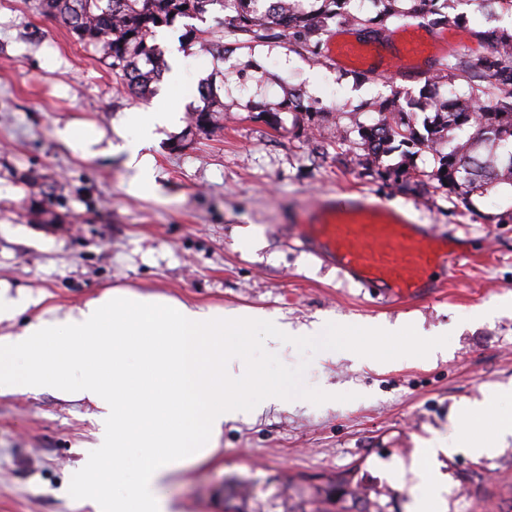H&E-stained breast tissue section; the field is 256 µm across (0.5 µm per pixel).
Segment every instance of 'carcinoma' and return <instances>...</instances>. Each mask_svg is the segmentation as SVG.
Masks as SVG:
<instances>
[{
	"mask_svg": "<svg viewBox=\"0 0 512 512\" xmlns=\"http://www.w3.org/2000/svg\"><path fill=\"white\" fill-rule=\"evenodd\" d=\"M364 0H38V9L63 25L79 43L101 54L112 74L129 91L142 98L153 93L152 84L168 70L155 43L157 29L178 17L199 18L213 5L227 6L224 37L229 43L201 37L191 28L186 37L200 48L219 54L251 48L281 37L311 61L321 57L322 36L336 23L371 29L374 34L389 29L402 18H461L456 13L461 0H380L375 16L362 11ZM464 92H455L456 87ZM378 119L358 129L357 145L365 163L376 167L384 179L415 190L414 158L429 153L432 179L465 207L476 211L472 197L483 196L502 186L512 189V25L495 30L489 56L478 62L462 54L450 55L436 64L433 74L414 93L393 90L385 98L363 105ZM223 104L193 113L195 128L203 131L216 122ZM322 112L304 104L301 96L288 93L270 113L272 124L282 123L283 112ZM427 112L417 127L416 112ZM468 130L462 140L453 132ZM399 152L401 161L382 164V157ZM312 512H370L366 507L337 505L326 497L314 501Z\"/></svg>",
	"mask_w": 512,
	"mask_h": 512,
	"instance_id": "obj_1",
	"label": "carcinoma"
}]
</instances>
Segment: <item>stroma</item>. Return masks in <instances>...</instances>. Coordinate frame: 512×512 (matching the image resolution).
<instances>
[{"instance_id": "obj_1", "label": "stroma", "mask_w": 512, "mask_h": 512, "mask_svg": "<svg viewBox=\"0 0 512 512\" xmlns=\"http://www.w3.org/2000/svg\"><path fill=\"white\" fill-rule=\"evenodd\" d=\"M460 53L489 55L475 30L512 23L465 0ZM220 6L204 19H177L156 42L177 61L174 90L184 100L179 125L152 147L160 190L130 181L123 156L82 158L55 135L74 122L111 131L135 108L100 54L39 14L36 0H0V279L47 292V305L71 306L106 287L128 286L185 301L252 312L287 323L293 335L273 351L263 327L252 330L250 357L264 360L284 398L249 421L229 422L208 459L177 471L164 491L178 512H224V486L250 480L246 512H300L316 488L346 477L376 512H411L414 487L435 467L448 476L442 512H512V439L474 420L490 456H419L425 441L455 436L450 416L512 384V198L492 192L470 213L446 190L415 193L361 166L358 150L338 145L336 129L369 122L364 99L414 89L417 64L436 48L420 28L399 20L411 50L400 73L368 74L369 53L316 65L280 40L216 57L185 43L186 26L224 37ZM214 79L224 105L207 132L190 125L204 105L201 80ZM317 101L315 119L265 116L288 88ZM364 192L452 235L469 262L449 270L439 298L388 302L347 282L335 264L302 248L293 227L326 193ZM52 201L42 212L43 197ZM332 324L336 356L320 357L313 325ZM367 323L401 325L378 346L374 367L348 347ZM427 336L448 341L437 357L399 344ZM92 407L50 393L0 397V512H93L75 496L74 476L97 426Z\"/></svg>"}]
</instances>
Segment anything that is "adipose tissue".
I'll list each match as a JSON object with an SVG mask.
<instances>
[{
	"label": "adipose tissue",
	"instance_id": "ef3b65f1",
	"mask_svg": "<svg viewBox=\"0 0 512 512\" xmlns=\"http://www.w3.org/2000/svg\"><path fill=\"white\" fill-rule=\"evenodd\" d=\"M175 118L161 101L126 113L112 138L73 123L55 134L86 158L125 155L133 184L153 195L159 186L149 146ZM130 126L138 130L132 140L123 136ZM34 303L26 289L0 280V322L19 325L0 336V396L49 392L94 406L96 442L78 476L94 512H175L161 492L171 474L205 460L226 421L257 415L258 396L279 397L263 364L246 354L254 314L228 316L219 306L121 286L31 318ZM131 448L140 451L136 480L113 495Z\"/></svg>",
	"mask_w": 512,
	"mask_h": 512
}]
</instances>
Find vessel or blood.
<instances>
[{"mask_svg":"<svg viewBox=\"0 0 512 512\" xmlns=\"http://www.w3.org/2000/svg\"><path fill=\"white\" fill-rule=\"evenodd\" d=\"M303 247L331 260L342 276L366 289H381L387 300L436 294L441 271L462 259L447 236L416 223L409 209L372 200L324 196L296 227Z\"/></svg>","mask_w":512,"mask_h":512,"instance_id":"vessel-or-blood-1","label":"vessel or blood"}]
</instances>
